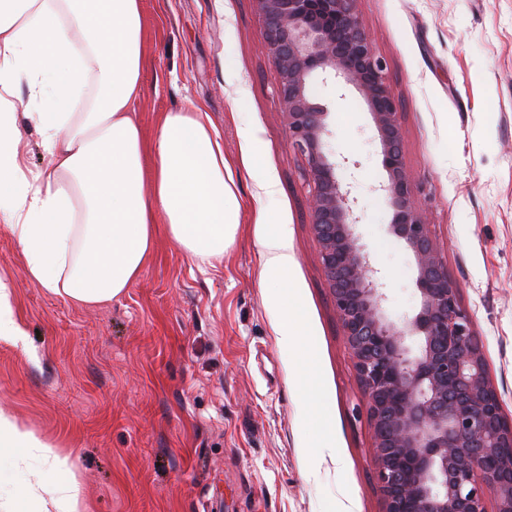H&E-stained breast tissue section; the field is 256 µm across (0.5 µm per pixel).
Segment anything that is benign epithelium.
<instances>
[{
	"instance_id": "obj_1",
	"label": "benign epithelium",
	"mask_w": 512,
	"mask_h": 512,
	"mask_svg": "<svg viewBox=\"0 0 512 512\" xmlns=\"http://www.w3.org/2000/svg\"><path fill=\"white\" fill-rule=\"evenodd\" d=\"M279 75L289 142L305 159L310 218L327 286L366 396L384 512H512V422L484 347L448 276L403 153L401 103L354 0H253ZM352 88L366 106L385 177L389 234L413 257L419 305L401 324L358 232L359 202L326 150L328 106L314 86Z\"/></svg>"
}]
</instances>
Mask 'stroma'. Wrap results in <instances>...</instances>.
Listing matches in <instances>:
<instances>
[{
    "label": "stroma",
    "mask_w": 512,
    "mask_h": 512,
    "mask_svg": "<svg viewBox=\"0 0 512 512\" xmlns=\"http://www.w3.org/2000/svg\"><path fill=\"white\" fill-rule=\"evenodd\" d=\"M402 104L407 169L489 379L512 420V0H355ZM145 142L166 113L203 105L244 210L223 258L158 232L111 306L30 280L0 223V279L26 328L0 339V410L69 455L89 512H384L366 398L310 224L306 162L289 144L278 74L252 0H141ZM327 150L362 162L360 232L389 315L418 302L408 251L387 234L385 175L358 96L316 86ZM275 182L274 201L260 197ZM287 225L295 264L272 304L264 237ZM304 338L278 343L282 320Z\"/></svg>",
    "instance_id": "obj_1"
}]
</instances>
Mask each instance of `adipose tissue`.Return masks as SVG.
Instances as JSON below:
<instances>
[{"instance_id": "ef3b65f1", "label": "adipose tissue", "mask_w": 512, "mask_h": 512, "mask_svg": "<svg viewBox=\"0 0 512 512\" xmlns=\"http://www.w3.org/2000/svg\"><path fill=\"white\" fill-rule=\"evenodd\" d=\"M143 68L140 0H0V222L23 248L29 278L84 307L111 304L137 278L158 228L189 256L222 257L242 206L224 151L194 106L167 113L153 144L134 118ZM61 112H30L46 168L18 161L19 83L48 74ZM265 270L295 262L287 225L262 242ZM24 448L52 473L23 492L25 512H86L69 456L0 411V449Z\"/></svg>"}]
</instances>
